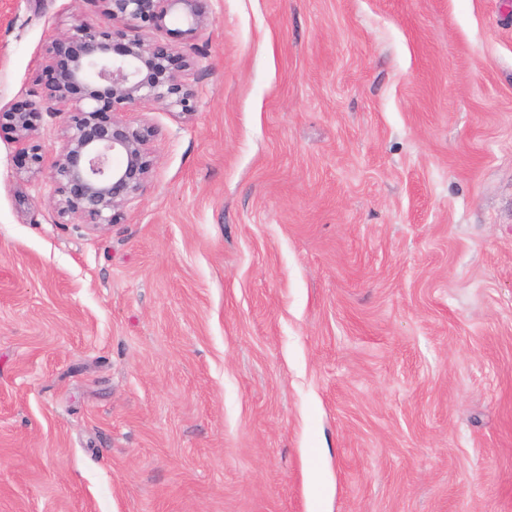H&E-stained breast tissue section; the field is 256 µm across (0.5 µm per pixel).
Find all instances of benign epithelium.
Listing matches in <instances>:
<instances>
[{
	"label": "benign epithelium",
	"mask_w": 512,
	"mask_h": 512,
	"mask_svg": "<svg viewBox=\"0 0 512 512\" xmlns=\"http://www.w3.org/2000/svg\"><path fill=\"white\" fill-rule=\"evenodd\" d=\"M72 0L73 24L50 38L40 65L48 74L37 98L0 106V132L24 154V173L42 172L36 117H63L64 143L52 161L50 203L61 218L86 220L100 229L119 218L140 193L154 166L152 130L133 126L123 113L145 102L191 115L195 94L186 81L187 57L164 42H147L139 30L162 28L182 17L190 35L213 23L208 0H91L97 19ZM81 88L75 99L72 91Z\"/></svg>",
	"instance_id": "7a95c632"
}]
</instances>
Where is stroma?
Segmentation results:
<instances>
[{
  "label": "stroma",
  "instance_id": "1",
  "mask_svg": "<svg viewBox=\"0 0 512 512\" xmlns=\"http://www.w3.org/2000/svg\"><path fill=\"white\" fill-rule=\"evenodd\" d=\"M207 6L115 224L0 136V512H512V0Z\"/></svg>",
  "mask_w": 512,
  "mask_h": 512
}]
</instances>
